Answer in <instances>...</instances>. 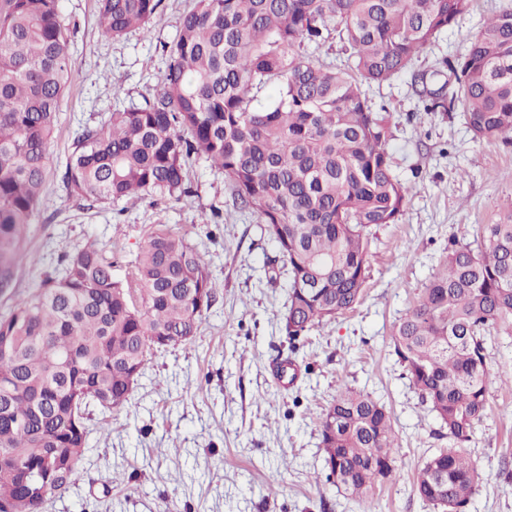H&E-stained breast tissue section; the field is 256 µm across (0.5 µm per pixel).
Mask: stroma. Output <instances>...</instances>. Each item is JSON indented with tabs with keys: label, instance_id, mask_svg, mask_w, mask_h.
<instances>
[{
	"label": "stroma",
	"instance_id": "1",
	"mask_svg": "<svg viewBox=\"0 0 512 512\" xmlns=\"http://www.w3.org/2000/svg\"><path fill=\"white\" fill-rule=\"evenodd\" d=\"M192 0H163L146 29L103 33L98 0H58L71 41L72 77L48 145L43 199L23 243L16 295L85 242L117 259V276L158 227L185 235L204 253L216 291L196 338L156 354L131 401L92 412L89 451L69 490L42 512H360L325 479L319 418L341 388L385 405L398 437L395 480L378 485L374 512H435L414 490L416 470L447 439L390 353L396 324L409 313L448 252L474 242L485 224L512 213V145L479 140L459 112L417 109L412 73L465 52L493 12L512 0H474L472 9L403 73L371 86L389 109L394 169L410 188L396 223L372 228L368 278L351 311L323 323L289 352L281 316L288 277L257 215L234 208L220 171L193 157L188 196L120 203L69 197L61 176L82 127L108 124L119 104L153 97L165 44ZM224 221L212 223L213 211ZM488 412L464 454L482 473L471 512H512V335L491 331Z\"/></svg>",
	"mask_w": 512,
	"mask_h": 512
}]
</instances>
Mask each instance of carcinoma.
<instances>
[{"mask_svg": "<svg viewBox=\"0 0 512 512\" xmlns=\"http://www.w3.org/2000/svg\"><path fill=\"white\" fill-rule=\"evenodd\" d=\"M103 33L145 28L162 0H99ZM473 0H193L165 47L161 87L141 105L84 127L62 181L68 195L115 202L189 193L202 155L236 204L257 214L288 273L282 324L293 345L360 300L370 229L393 224L410 189L395 174L390 115L367 88L409 71ZM334 40L346 59L308 52ZM57 0H0V295L40 202L47 146L70 79ZM424 112L462 105L479 140L512 144V6L487 17L466 52L443 61ZM274 87L272 99L253 106ZM133 278L88 245L0 314V512H41L63 494L89 445V407L125 406L148 360L191 343L215 298L205 255L167 228L130 260ZM512 333V220L451 242L440 270L400 320L391 352L449 446L416 471L439 512H470L482 474L461 453L487 412L486 334ZM326 480L367 506L396 476L397 436L385 406L351 387L319 421ZM30 472L22 481L12 464Z\"/></svg>", "mask_w": 512, "mask_h": 512, "instance_id": "cac0c4a2", "label": "carcinoma"}]
</instances>
